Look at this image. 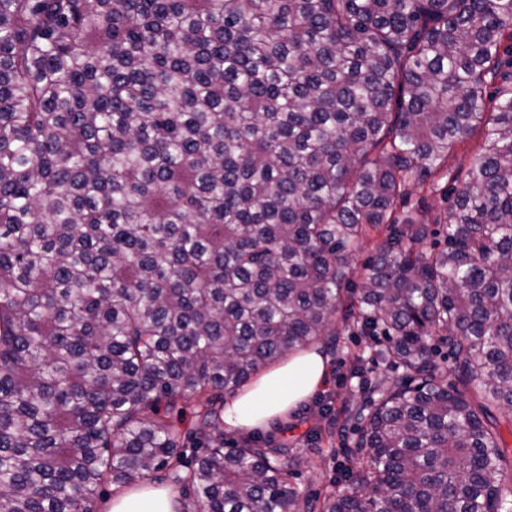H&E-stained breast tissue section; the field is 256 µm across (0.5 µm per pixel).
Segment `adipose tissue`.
<instances>
[{
    "instance_id": "1",
    "label": "adipose tissue",
    "mask_w": 512,
    "mask_h": 512,
    "mask_svg": "<svg viewBox=\"0 0 512 512\" xmlns=\"http://www.w3.org/2000/svg\"><path fill=\"white\" fill-rule=\"evenodd\" d=\"M327 372L320 350L289 355L225 402V428L253 431L287 419L323 386ZM105 512H176V498L170 487L135 483L116 493Z\"/></svg>"
}]
</instances>
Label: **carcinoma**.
I'll return each instance as SVG.
<instances>
[{
  "mask_svg": "<svg viewBox=\"0 0 512 512\" xmlns=\"http://www.w3.org/2000/svg\"><path fill=\"white\" fill-rule=\"evenodd\" d=\"M338 319L385 342L321 500L224 395ZM504 425L512 0H0V512L161 472L184 512H512ZM482 140L479 133H475L470 136L464 143L456 146L452 152L448 154V184L447 178L439 181L442 174H432L427 177L425 188L432 182L439 181L441 187L449 189L452 182L449 178H452L456 174L464 176L468 170L474 155L477 153ZM443 188L437 192H430L425 189L424 191L416 185L409 187L407 194L401 201V210L411 211L413 213L427 212L429 214L441 213L445 214L446 209L451 204V201L445 200L443 195Z\"/></svg>",
  "mask_w": 512,
  "mask_h": 512,
  "instance_id": "carcinoma-1",
  "label": "carcinoma"
}]
</instances>
